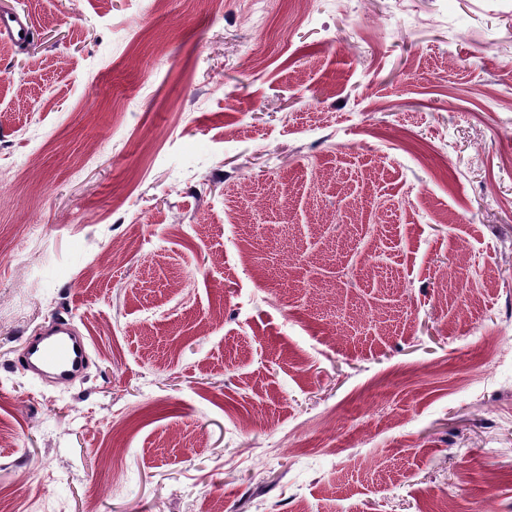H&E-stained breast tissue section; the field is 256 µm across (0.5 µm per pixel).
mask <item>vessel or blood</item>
I'll return each mask as SVG.
<instances>
[{"instance_id": "1", "label": "vessel or blood", "mask_w": 512, "mask_h": 512, "mask_svg": "<svg viewBox=\"0 0 512 512\" xmlns=\"http://www.w3.org/2000/svg\"><path fill=\"white\" fill-rule=\"evenodd\" d=\"M31 26L25 16L16 12L0 14V36L23 43ZM90 347L83 338L71 332L69 322L53 320L50 329L29 337L19 357L24 371L51 377L60 385L71 384L90 363Z\"/></svg>"}]
</instances>
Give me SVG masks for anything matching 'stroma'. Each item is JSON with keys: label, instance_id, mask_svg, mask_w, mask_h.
<instances>
[{"label": "stroma", "instance_id": "stroma-1", "mask_svg": "<svg viewBox=\"0 0 512 512\" xmlns=\"http://www.w3.org/2000/svg\"><path fill=\"white\" fill-rule=\"evenodd\" d=\"M2 11L0 512H512V0ZM31 25L26 16L17 12L0 14V36L14 43H24L29 36ZM23 32V35H20ZM90 359L89 344L71 333L70 323L53 319L50 329L26 339L18 361L26 372L69 385L88 368Z\"/></svg>", "mask_w": 512, "mask_h": 512}]
</instances>
